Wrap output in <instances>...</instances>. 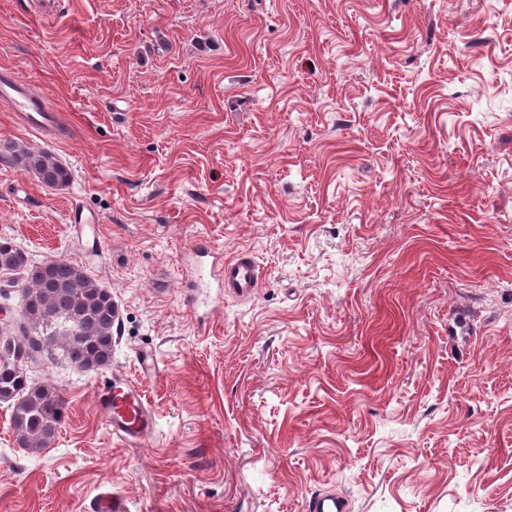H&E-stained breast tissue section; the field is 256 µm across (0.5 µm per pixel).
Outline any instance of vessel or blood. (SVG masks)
<instances>
[{"label":"vessel or blood","mask_w":512,"mask_h":512,"mask_svg":"<svg viewBox=\"0 0 512 512\" xmlns=\"http://www.w3.org/2000/svg\"><path fill=\"white\" fill-rule=\"evenodd\" d=\"M0 105L14 112L23 125L37 134H50L56 124V113L44 104L42 95L10 71L0 73ZM222 277L225 293L248 299L259 287L262 272L252 258L238 255L225 260ZM94 399L96 411L112 435L139 443L153 433L154 415L143 400L138 382L123 376L106 379L96 387ZM347 510V498L333 492L312 495L305 506V512Z\"/></svg>","instance_id":"obj_1"}]
</instances>
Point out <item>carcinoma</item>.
<instances>
[{
  "mask_svg": "<svg viewBox=\"0 0 512 512\" xmlns=\"http://www.w3.org/2000/svg\"><path fill=\"white\" fill-rule=\"evenodd\" d=\"M0 161L22 166L47 187L70 180L68 170L46 150L3 144ZM1 270H22L26 282L20 290L24 329L0 334V402L11 409L10 427L16 441L40 452L55 440L67 401L57 387L30 382L23 366L51 356L58 340L66 359L79 370L111 365L116 303L111 292L81 267L67 260L31 264L7 238H0Z\"/></svg>",
  "mask_w": 512,
  "mask_h": 512,
  "instance_id": "1",
  "label": "carcinoma"
}]
</instances>
